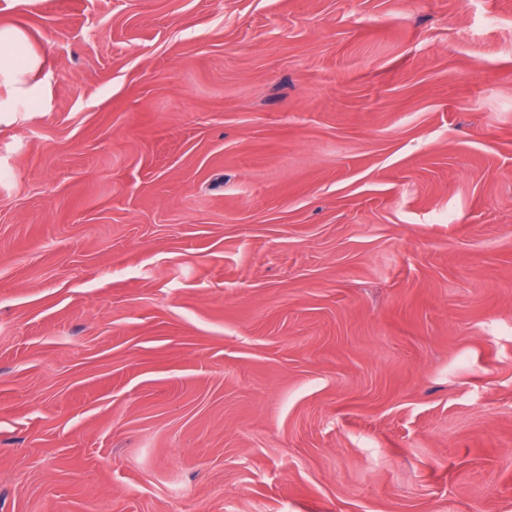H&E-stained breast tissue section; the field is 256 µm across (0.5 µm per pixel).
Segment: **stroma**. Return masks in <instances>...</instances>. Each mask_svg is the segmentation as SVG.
<instances>
[{"mask_svg": "<svg viewBox=\"0 0 512 512\" xmlns=\"http://www.w3.org/2000/svg\"><path fill=\"white\" fill-rule=\"evenodd\" d=\"M0 512H512V0H0ZM26 53L27 58L24 56ZM23 58L25 62H20ZM41 66V59L27 50L24 34L14 28H0V85L17 97L35 98L40 90L28 78Z\"/></svg>", "mask_w": 512, "mask_h": 512, "instance_id": "stroma-1", "label": "stroma"}]
</instances>
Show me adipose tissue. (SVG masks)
Masks as SVG:
<instances>
[{
  "mask_svg": "<svg viewBox=\"0 0 512 512\" xmlns=\"http://www.w3.org/2000/svg\"><path fill=\"white\" fill-rule=\"evenodd\" d=\"M41 66L37 55L28 53L24 34L14 28H0V85L18 97L34 98L38 85L30 78Z\"/></svg>",
  "mask_w": 512,
  "mask_h": 512,
  "instance_id": "1",
  "label": "adipose tissue"
}]
</instances>
